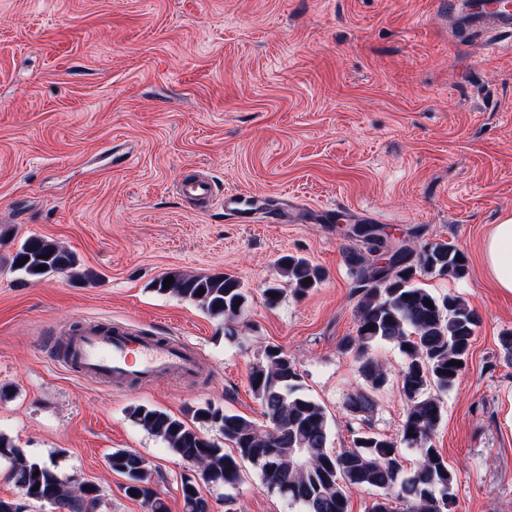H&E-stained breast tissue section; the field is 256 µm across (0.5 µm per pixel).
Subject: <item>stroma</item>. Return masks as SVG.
Wrapping results in <instances>:
<instances>
[{"mask_svg": "<svg viewBox=\"0 0 512 512\" xmlns=\"http://www.w3.org/2000/svg\"><path fill=\"white\" fill-rule=\"evenodd\" d=\"M193 174L273 208L288 191L307 212L334 213L239 224L179 196ZM355 208L408 244L465 253L464 280L420 278L480 316L434 444L458 476L452 512H512V359L500 341L512 295L483 261L492 225L512 213V50L455 44L440 0H0V433L29 461L95 484L94 512H146L107 464L114 450L138 451L168 512H183L194 467L129 409L188 422L209 406L264 424L248 372L274 344L326 407L331 447H350L358 422L344 401L364 381L339 345L356 327ZM31 236L72 253L74 269L14 271ZM288 254L323 278L267 305ZM169 272L238 277L249 302L235 336L158 293ZM78 323L171 337L195 349L199 369L107 387L59 353L61 328ZM375 355L387 380L371 426L396 438L402 359L390 344ZM200 491L210 512H295L248 462L232 493Z\"/></svg>", "mask_w": 512, "mask_h": 512, "instance_id": "35a3bbf8", "label": "stroma"}]
</instances>
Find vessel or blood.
<instances>
[{
    "mask_svg": "<svg viewBox=\"0 0 512 512\" xmlns=\"http://www.w3.org/2000/svg\"><path fill=\"white\" fill-rule=\"evenodd\" d=\"M448 14L462 17L456 30L457 40H464L470 30H482L487 47L493 48L505 36L512 35V0H481L480 4L448 6ZM179 192L184 199L207 207L215 200L212 184L200 177L183 179ZM224 212L240 218H249L256 209L253 196L229 190L224 196ZM67 363L75 365L83 375L115 382L128 379L148 381L158 376L178 378L195 372L199 366L196 352L185 345L166 339L144 336L138 330L117 326L106 330L88 326L69 331Z\"/></svg>",
    "mask_w": 512,
    "mask_h": 512,
    "instance_id": "b4317fda",
    "label": "vessel or blood"
}]
</instances>
